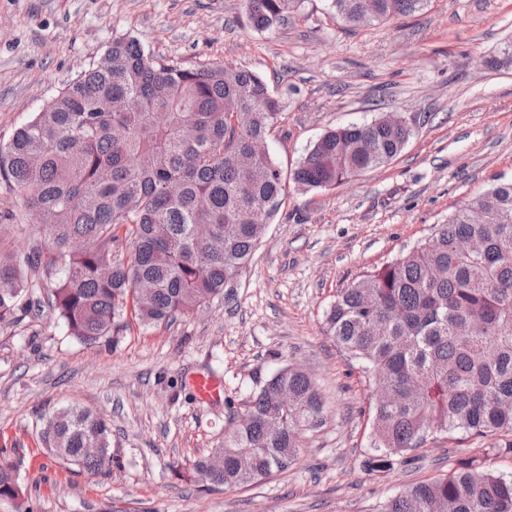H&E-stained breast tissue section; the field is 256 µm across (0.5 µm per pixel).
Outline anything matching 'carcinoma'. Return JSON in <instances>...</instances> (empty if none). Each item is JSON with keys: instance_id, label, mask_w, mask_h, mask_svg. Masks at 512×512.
<instances>
[{"instance_id": "cac0c4a2", "label": "carcinoma", "mask_w": 512, "mask_h": 512, "mask_svg": "<svg viewBox=\"0 0 512 512\" xmlns=\"http://www.w3.org/2000/svg\"><path fill=\"white\" fill-rule=\"evenodd\" d=\"M373 21L406 16L427 0H375ZM298 0H245L252 25L288 18ZM336 16L358 24L365 0H333ZM112 64L95 65L51 99L0 147V179L43 218L45 250L22 258L0 225V322L48 297L67 335L94 345L131 317L170 324L216 299L230 300L262 231L251 213L272 220L286 182L270 153L256 151L281 119V99L258 75L235 66L183 67L159 60L136 41L118 39ZM127 103L110 112L111 99ZM393 114L326 132L289 179L309 190L336 188L393 160L412 135ZM195 136L187 141L182 126ZM209 224L199 236L194 227ZM481 239V250L458 244ZM326 332L361 366L384 377L390 398L373 407L372 471L404 462L433 433L496 437L490 450L512 452V180L475 196L435 226L423 244L366 272L325 314ZM295 403L285 406L280 392ZM324 409L314 380L285 367L249 397L246 421L233 420L218 450L224 470L194 462L212 488L246 486L284 471L301 434ZM45 452L64 468L105 475L120 466L112 429L79 407L43 418ZM86 448H98L96 456ZM0 498L20 501L13 465L0 464ZM379 512H512V478L463 464L413 485Z\"/></svg>"}]
</instances>
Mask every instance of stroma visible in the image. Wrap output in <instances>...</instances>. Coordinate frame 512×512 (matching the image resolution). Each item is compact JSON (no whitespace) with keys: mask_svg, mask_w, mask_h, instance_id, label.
I'll use <instances>...</instances> for the list:
<instances>
[{"mask_svg":"<svg viewBox=\"0 0 512 512\" xmlns=\"http://www.w3.org/2000/svg\"><path fill=\"white\" fill-rule=\"evenodd\" d=\"M184 65L262 75L283 114L267 141L283 171L327 130L392 112L413 134L386 165L337 188L288 185L235 290L168 326L130 323L115 342L67 336L49 305L0 323V448L31 512H377L409 486L476 460L512 477V453L462 433L429 436L406 464L372 471L374 387L324 329L337 294L424 242L435 224L512 177V0H428L409 16L349 26L331 0H301L288 20L252 28L244 0H0V144L99 62L113 39ZM13 248L41 238L21 201ZM307 372L325 404L295 464L256 485L213 489L192 464L223 440L256 383ZM214 378L217 398L197 393ZM78 406L112 424L122 468L92 476L41 456L45 412Z\"/></svg>","mask_w":512,"mask_h":512,"instance_id":"obj_1","label":"stroma"}]
</instances>
